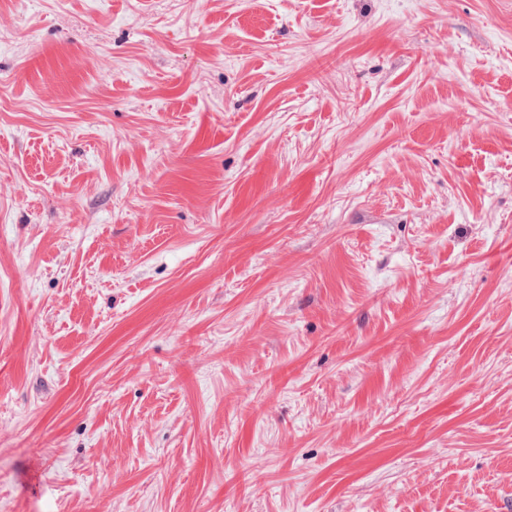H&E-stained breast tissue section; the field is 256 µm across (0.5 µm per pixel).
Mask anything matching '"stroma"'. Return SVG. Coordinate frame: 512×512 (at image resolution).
Wrapping results in <instances>:
<instances>
[{
  "label": "stroma",
  "instance_id": "stroma-1",
  "mask_svg": "<svg viewBox=\"0 0 512 512\" xmlns=\"http://www.w3.org/2000/svg\"><path fill=\"white\" fill-rule=\"evenodd\" d=\"M0 512H512V0H0Z\"/></svg>",
  "mask_w": 512,
  "mask_h": 512
}]
</instances>
